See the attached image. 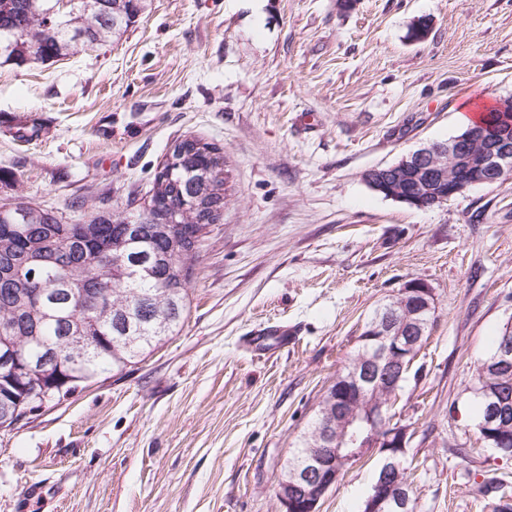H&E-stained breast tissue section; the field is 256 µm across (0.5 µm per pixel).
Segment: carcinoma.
<instances>
[{
	"label": "carcinoma",
	"instance_id": "1",
	"mask_svg": "<svg viewBox=\"0 0 512 512\" xmlns=\"http://www.w3.org/2000/svg\"><path fill=\"white\" fill-rule=\"evenodd\" d=\"M55 0H0V38L10 50L5 60H53L69 52L77 37L88 47L119 38L142 11V0H80L60 29L47 26ZM481 122L490 136L512 140V118L488 112ZM12 137L28 142L39 128L17 119L8 125ZM151 196L169 197L177 208L175 223L155 224L142 214L134 217L96 213L81 224L45 210L27 217L32 204L0 205V341L36 358L52 351L57 361L48 368L34 363L18 377L0 374V405L20 407L18 416L43 405V386H54L59 400L95 377L120 371L164 344L180 329L188 311V286L199 240L211 223H200L199 207L224 197V155L196 150L181 169L169 175L156 171ZM101 283L112 318L98 324L87 339L89 358L76 366L70 358L81 346L70 339L75 321L89 315L84 289ZM482 359L472 370L471 385L480 403L475 424L479 438L492 396L512 397V374L485 368ZM317 411L284 467L283 480L304 468L315 431L323 425Z\"/></svg>",
	"mask_w": 512,
	"mask_h": 512
}]
</instances>
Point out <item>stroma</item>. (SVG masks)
<instances>
[{
  "label": "stroma",
  "instance_id": "1",
  "mask_svg": "<svg viewBox=\"0 0 512 512\" xmlns=\"http://www.w3.org/2000/svg\"><path fill=\"white\" fill-rule=\"evenodd\" d=\"M510 97L512 0H145L112 43L0 60V204L135 213L187 136L228 174L180 331L0 430V512H282L290 451L410 280L436 299L391 407L416 512L512 504V459L478 440L469 389L512 326V180L420 209L364 179L460 134L466 104ZM13 118L38 136L14 140ZM269 321L297 325L295 344L242 350ZM381 462L353 464L321 512H361Z\"/></svg>",
  "mask_w": 512,
  "mask_h": 512
}]
</instances>
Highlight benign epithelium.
Wrapping results in <instances>:
<instances>
[{
    "instance_id": "7a95c632",
    "label": "benign epithelium",
    "mask_w": 512,
    "mask_h": 512,
    "mask_svg": "<svg viewBox=\"0 0 512 512\" xmlns=\"http://www.w3.org/2000/svg\"><path fill=\"white\" fill-rule=\"evenodd\" d=\"M364 178L371 188L389 191L400 202L441 205L472 186L511 179L512 143L504 139L490 144L485 130L469 127L450 142L429 144L395 165L372 168ZM434 310L432 288L411 280L368 322L365 336L371 348L355 363L346 382L328 395L332 420L315 436L316 453L305 472L309 512H319L320 502L339 482L346 464L368 447L383 453L384 460L362 512H407L401 457L408 447L409 427L387 419L386 403L376 394L396 393L410 367L406 359L415 355ZM495 361L502 370L512 369V340H503ZM511 413L508 402L492 401L484 422L494 430V448L506 452L512 450V437L497 428Z\"/></svg>"
}]
</instances>
